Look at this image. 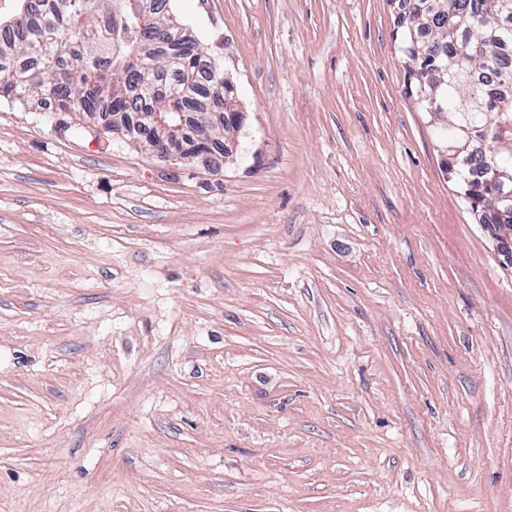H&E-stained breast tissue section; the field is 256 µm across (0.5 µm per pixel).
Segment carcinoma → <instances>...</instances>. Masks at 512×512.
Segmentation results:
<instances>
[{"mask_svg": "<svg viewBox=\"0 0 512 512\" xmlns=\"http://www.w3.org/2000/svg\"><path fill=\"white\" fill-rule=\"evenodd\" d=\"M15 2L0 28L26 29L29 37L0 44V60L17 63L0 76V100L39 97L84 118L123 112V134L149 144L154 136L140 113L190 115L201 100L221 112L220 98L235 96L224 87L222 53L172 38L170 9L160 17L143 13L141 0H40L36 10L31 0ZM402 8L400 50L411 94L422 111L448 113V144L461 126L483 134V148L452 157L448 178L478 223L511 224L512 200L494 204L492 169L512 170V150L500 148L512 138V94L490 91L476 73L512 89V68L500 63L501 51L512 48V0H403ZM136 53L155 63L150 77L131 72Z\"/></svg>", "mask_w": 512, "mask_h": 512, "instance_id": "obj_1", "label": "carcinoma"}]
</instances>
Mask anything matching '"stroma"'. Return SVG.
I'll return each instance as SVG.
<instances>
[{
	"mask_svg": "<svg viewBox=\"0 0 512 512\" xmlns=\"http://www.w3.org/2000/svg\"><path fill=\"white\" fill-rule=\"evenodd\" d=\"M216 173L0 102V512H512V271L389 0H174Z\"/></svg>",
	"mask_w": 512,
	"mask_h": 512,
	"instance_id": "stroma-1",
	"label": "stroma"
}]
</instances>
